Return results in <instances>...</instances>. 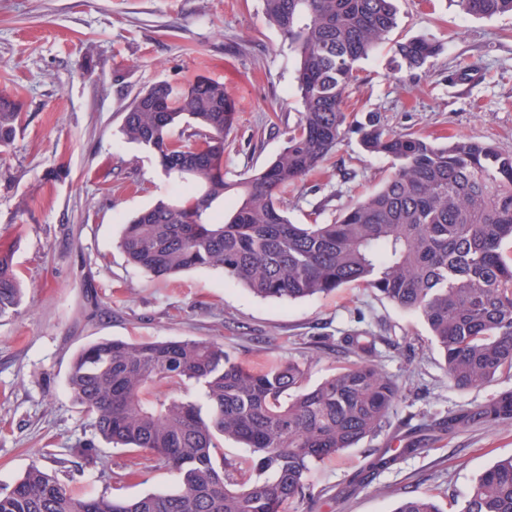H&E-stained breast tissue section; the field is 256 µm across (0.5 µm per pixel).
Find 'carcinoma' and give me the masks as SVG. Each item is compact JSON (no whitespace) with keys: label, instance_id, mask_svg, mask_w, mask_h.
Listing matches in <instances>:
<instances>
[{"label":"carcinoma","instance_id":"obj_1","mask_svg":"<svg viewBox=\"0 0 512 512\" xmlns=\"http://www.w3.org/2000/svg\"><path fill=\"white\" fill-rule=\"evenodd\" d=\"M464 15L512 13V0H449ZM269 23L296 52L301 110L283 150L265 168L224 181V144L236 103L205 76L159 82L139 93L125 138L157 155L164 174L190 185L124 225L128 262L156 278L213 269L261 298L297 300L354 284L418 313L440 349L448 382L468 390L512 374V153L463 139L437 144L398 132L377 115L350 121L358 63L397 26L395 0H263ZM440 50L415 37L395 45V73L422 71ZM20 104L0 95V148L12 145ZM391 160L376 190L357 196L329 224H295L279 194L318 170L350 133ZM233 191L237 205L217 204ZM22 288L0 249V318ZM293 362L249 368L214 341L102 339L80 350L67 375L95 437L128 449L135 466L177 475L168 492L135 499L88 495L37 463L0 496V512H284L306 497L311 467L382 430L400 388L359 357L317 386ZM201 389L199 400L179 392ZM472 421L512 424V390L471 410ZM250 457L224 460L220 440ZM396 512H442L409 495ZM458 512H512V457L486 470Z\"/></svg>","mask_w":512,"mask_h":512}]
</instances>
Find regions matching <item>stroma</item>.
<instances>
[{"mask_svg":"<svg viewBox=\"0 0 512 512\" xmlns=\"http://www.w3.org/2000/svg\"><path fill=\"white\" fill-rule=\"evenodd\" d=\"M389 44L358 65L350 88L355 121L379 114L391 128L444 143L456 137L512 152V14L477 18L448 0H397ZM439 41L428 72L400 80L391 42ZM296 58L266 20L263 0H0V90L23 104L14 143L0 151V246L11 249L25 294L0 319V494L32 463L94 496L136 498L174 488L162 466L126 468L127 452L99 443L78 454L92 420L66 377L77 352L102 337L214 340L250 368L292 360L308 385L352 354L366 332L371 358L401 388L390 427L313 466L311 499L287 512H394L406 494L434 495L444 512L497 460L512 456V425L437 426L512 388V378L451 386L416 313L351 285L298 300L260 299L196 269L156 278L130 265L121 225L186 184L166 179L153 151L127 141V108L141 91L200 76L223 82L236 102L224 177L262 169L282 151L300 108ZM389 158L349 134L322 168L283 198L297 224L330 223L355 194L378 185ZM400 448L396 464L353 485L368 455Z\"/></svg>","mask_w":512,"mask_h":512,"instance_id":"35a3bbf8","label":"stroma"}]
</instances>
